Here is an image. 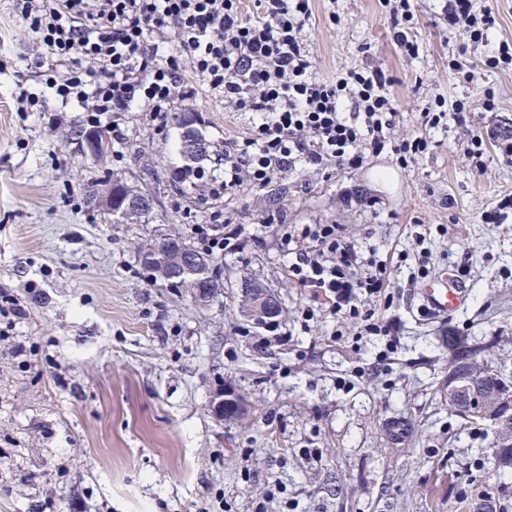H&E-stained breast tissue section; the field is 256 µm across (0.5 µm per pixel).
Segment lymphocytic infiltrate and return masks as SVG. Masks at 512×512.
<instances>
[{
    "instance_id": "1",
    "label": "lymphocytic infiltrate",
    "mask_w": 512,
    "mask_h": 512,
    "mask_svg": "<svg viewBox=\"0 0 512 512\" xmlns=\"http://www.w3.org/2000/svg\"><path fill=\"white\" fill-rule=\"evenodd\" d=\"M396 44L418 56L411 39L412 0H384ZM259 15L243 16L242 0H20L15 9L42 48L55 80L48 87L76 101L89 125L136 108L165 121L176 103L179 66L158 55V41L174 31L194 75L221 93L224 105L249 114L246 136L224 141V189L261 187L296 166H330L347 173L374 157L392 155L402 167L429 148L428 130H468L467 101L422 112L424 135L396 137L394 82L382 65L356 66L320 76L306 42L311 0H257ZM449 33L487 52L491 68L512 69V43L492 42L497 17L476 0H444ZM281 245L288 275L331 314L370 320L363 299L381 296L391 272L375 256L347 242L338 224H305Z\"/></svg>"
}]
</instances>
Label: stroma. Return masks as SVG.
<instances>
[{"label":"stroma","mask_w":512,"mask_h":512,"mask_svg":"<svg viewBox=\"0 0 512 512\" xmlns=\"http://www.w3.org/2000/svg\"><path fill=\"white\" fill-rule=\"evenodd\" d=\"M414 7L412 58L394 45L381 0H313L306 35L318 73L386 67L400 138L421 134L422 110L458 98L472 103L477 130L512 128V71L448 35L438 0ZM37 53L0 0V297L25 309L11 329L0 317V512H471L483 499L512 512V469L494 466L492 432L448 410L449 329L485 337L512 364V217L481 221L512 195V161L496 140L486 139L480 170L452 126L431 131L429 151L405 169L383 155L356 172L303 168L190 199L171 189L184 164L175 123L116 114L102 167L77 103L52 97L19 111V93L44 86ZM159 53L177 59L176 109L196 115L212 149L247 131L248 116L194 78L174 35ZM457 55L473 81L449 70ZM107 175L153 197L140 223L87 205L92 178ZM215 214L238 233V249L210 257L223 296L201 306L186 289L147 285L139 258L150 243L192 236ZM289 224L343 225L381 260L407 250L392 267L391 307L375 309L395 324L392 337L324 307L307 314L309 293L289 279L280 246ZM414 224L430 228L424 244L408 239ZM423 249L429 271L468 265L465 302L443 320L416 311ZM246 277L276 289L275 332L240 317ZM227 382L245 399L244 420L211 411ZM394 418L408 420L409 445L388 438Z\"/></svg>","instance_id":"1"}]
</instances>
